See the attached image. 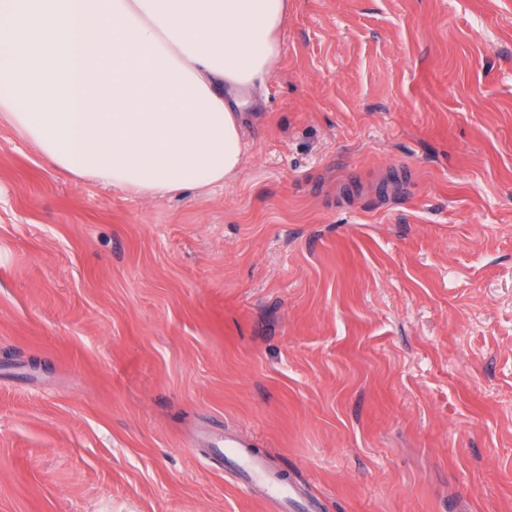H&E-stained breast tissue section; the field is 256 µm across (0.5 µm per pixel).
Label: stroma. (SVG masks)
<instances>
[{"instance_id":"obj_1","label":"stroma","mask_w":512,"mask_h":512,"mask_svg":"<svg viewBox=\"0 0 512 512\" xmlns=\"http://www.w3.org/2000/svg\"><path fill=\"white\" fill-rule=\"evenodd\" d=\"M234 180L143 199L0 120V512H512V0H291ZM249 439L236 435L225 440L224 450L234 455L231 462L234 477L239 485L251 492H259L264 499L280 511L289 509L305 510L294 512H319L318 504L312 500H303L295 492L292 483L273 471L260 458L247 453Z\"/></svg>"}]
</instances>
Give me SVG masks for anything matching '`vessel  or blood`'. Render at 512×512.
<instances>
[{
    "label": "vessel or blood",
    "mask_w": 512,
    "mask_h": 512,
    "mask_svg": "<svg viewBox=\"0 0 512 512\" xmlns=\"http://www.w3.org/2000/svg\"><path fill=\"white\" fill-rule=\"evenodd\" d=\"M249 446L248 438L243 435L225 442L227 452L233 456L232 470L239 485L260 493L277 512H316V502L298 497L292 483L273 471L263 459L249 454Z\"/></svg>",
    "instance_id": "b4317fda"
}]
</instances>
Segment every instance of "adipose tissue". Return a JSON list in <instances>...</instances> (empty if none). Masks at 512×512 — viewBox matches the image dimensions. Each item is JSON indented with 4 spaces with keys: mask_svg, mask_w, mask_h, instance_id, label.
Here are the masks:
<instances>
[{
    "mask_svg": "<svg viewBox=\"0 0 512 512\" xmlns=\"http://www.w3.org/2000/svg\"><path fill=\"white\" fill-rule=\"evenodd\" d=\"M289 0H0V117L74 177L144 198L237 177L229 94L272 75Z\"/></svg>",
    "mask_w": 512,
    "mask_h": 512,
    "instance_id": "1",
    "label": "adipose tissue"
}]
</instances>
